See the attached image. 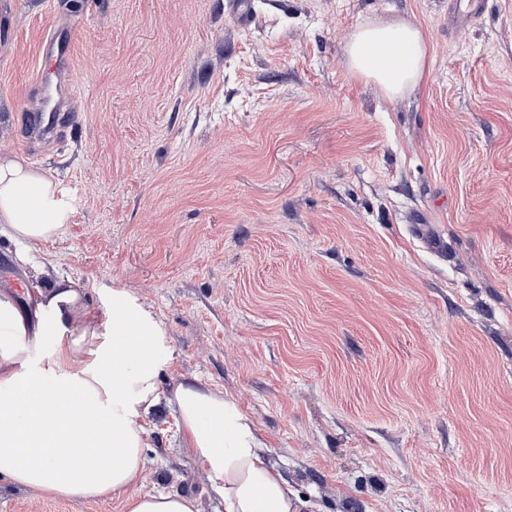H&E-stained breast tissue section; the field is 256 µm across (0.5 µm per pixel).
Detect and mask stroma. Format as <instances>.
<instances>
[{
    "label": "stroma",
    "mask_w": 512,
    "mask_h": 512,
    "mask_svg": "<svg viewBox=\"0 0 512 512\" xmlns=\"http://www.w3.org/2000/svg\"><path fill=\"white\" fill-rule=\"evenodd\" d=\"M0 0V157L71 208L0 226V285L80 279L161 321L168 393L234 397L301 512H512V0ZM429 42L394 100L351 77L369 21ZM74 27L73 125L27 149L50 25ZM132 492L224 512L174 410ZM0 512H125L0 483Z\"/></svg>",
    "instance_id": "35a3bbf8"
}]
</instances>
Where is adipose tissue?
<instances>
[{"instance_id":"adipose-tissue-1","label":"adipose tissue","mask_w":512,"mask_h":512,"mask_svg":"<svg viewBox=\"0 0 512 512\" xmlns=\"http://www.w3.org/2000/svg\"><path fill=\"white\" fill-rule=\"evenodd\" d=\"M423 29L408 21L359 25L347 45L351 75L383 96L416 89L427 74ZM70 213L58 185L20 157L0 158V224L12 238H58ZM71 278L36 289L28 326L0 290V480L59 498L124 496L126 512H199L178 493L129 494L148 458L143 418L160 403L176 412L186 448L200 458L224 512H299V501L262 457V439L238 403L190 377L158 390L171 357L166 329L123 293L93 312ZM141 340L132 353L124 329Z\"/></svg>"}]
</instances>
